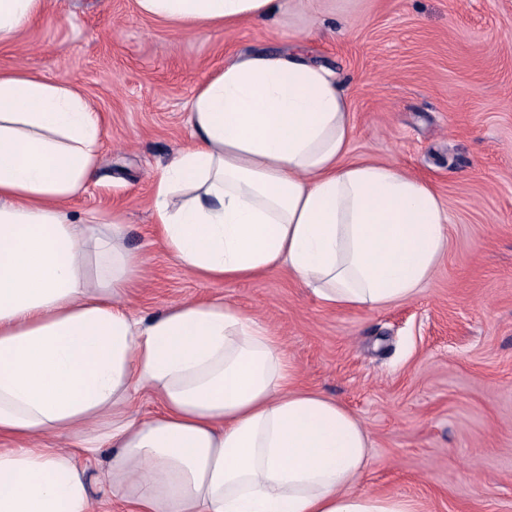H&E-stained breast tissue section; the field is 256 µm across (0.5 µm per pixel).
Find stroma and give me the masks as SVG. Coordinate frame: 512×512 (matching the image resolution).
I'll return each mask as SVG.
<instances>
[{"instance_id": "1", "label": "stroma", "mask_w": 512, "mask_h": 512, "mask_svg": "<svg viewBox=\"0 0 512 512\" xmlns=\"http://www.w3.org/2000/svg\"><path fill=\"white\" fill-rule=\"evenodd\" d=\"M335 71L356 158L427 181L448 214V251L412 298L325 306L287 269L206 282L154 241L152 187L182 145L197 86L231 56L286 48ZM78 86L102 119L100 163L74 214H121L145 278L135 316L221 299L278 336L303 388L368 428L361 487L419 512H512V0H278L272 20L217 35L176 31L135 0H55L0 44V70Z\"/></svg>"}]
</instances>
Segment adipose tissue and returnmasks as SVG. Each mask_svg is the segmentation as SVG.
Here are the masks:
<instances>
[{
  "mask_svg": "<svg viewBox=\"0 0 512 512\" xmlns=\"http://www.w3.org/2000/svg\"><path fill=\"white\" fill-rule=\"evenodd\" d=\"M277 0H136L211 35ZM49 0H0V43ZM189 139L154 184L158 242L187 273L289 272L326 306L414 297L448 250L435 189L349 155L350 101L298 48L244 54L196 89ZM100 115L80 89L0 70V512H418L359 490L371 439L348 408L301 389L270 329L237 305L126 303L143 267L124 223L70 200L94 178ZM150 392L156 414L135 417ZM59 438L41 446L43 436ZM106 475L92 479L102 449Z\"/></svg>",
  "mask_w": 512,
  "mask_h": 512,
  "instance_id": "ef3b65f1",
  "label": "adipose tissue"
}]
</instances>
